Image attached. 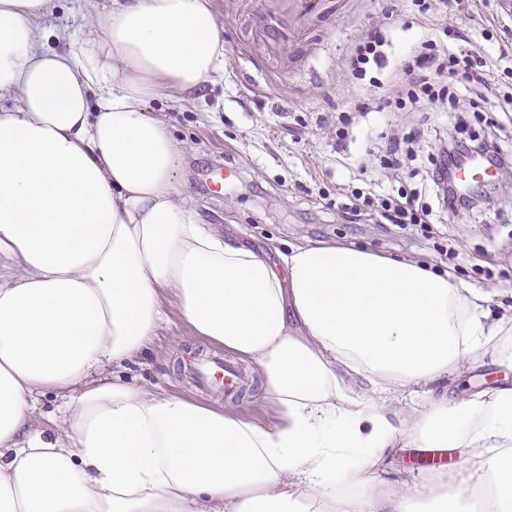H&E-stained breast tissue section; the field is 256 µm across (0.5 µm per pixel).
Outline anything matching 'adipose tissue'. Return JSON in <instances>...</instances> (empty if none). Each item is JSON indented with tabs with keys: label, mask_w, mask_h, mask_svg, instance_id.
I'll use <instances>...</instances> for the list:
<instances>
[{
	"label": "adipose tissue",
	"mask_w": 512,
	"mask_h": 512,
	"mask_svg": "<svg viewBox=\"0 0 512 512\" xmlns=\"http://www.w3.org/2000/svg\"><path fill=\"white\" fill-rule=\"evenodd\" d=\"M56 11L0 0V512H464L466 491L512 512V386L450 389L512 368L492 292L339 243L274 262L202 223L147 104L223 72L210 0H85L84 38L42 28ZM167 293L256 368L273 424L121 379ZM410 448L457 451L468 475L385 478ZM500 371L510 372V380L508 383L510 386H512L511 369L499 367L492 363H486L484 365L476 366L474 369H472L468 375H466L465 378L460 382V388L464 389V392H471L474 389H491L498 384H503L501 382H496L497 379L502 378V373H499Z\"/></svg>",
	"instance_id": "ef3b65f1"
}]
</instances>
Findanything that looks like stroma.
Listing matches in <instances>:
<instances>
[{"instance_id": "stroma-1", "label": "stroma", "mask_w": 512, "mask_h": 512, "mask_svg": "<svg viewBox=\"0 0 512 512\" xmlns=\"http://www.w3.org/2000/svg\"><path fill=\"white\" fill-rule=\"evenodd\" d=\"M213 5L224 29L223 74L199 93L165 90L149 104L180 149V178L203 223L223 225L272 258L311 240L418 259L497 290L493 313L512 308V170L500 171L489 203L455 216L438 213L422 228L377 223L371 210L351 224L336 208L356 188L386 196L418 188L416 173L436 155L440 138L453 130L465 137L484 133L483 117L448 112L438 103L399 111L381 99L378 85L390 80L400 56L424 38H442L447 25L469 29V49L493 56L502 48L512 51V0H482V12L498 20L490 40L460 10L443 17L436 11L419 14L413 0H322L319 22L277 58L255 42L248 0H213ZM403 19L410 21L409 29L399 28ZM376 26L386 29L391 41L384 49L388 66L353 79L346 59ZM343 126L349 136L342 142L336 131ZM414 132L420 135L416 158H403L396 170L361 171L366 151ZM219 164L233 167L238 177L217 196L204 179L207 169ZM189 333L180 317L171 315L150 350L123 369V378L260 424L274 423L276 410L263 397L255 370H248L251 387L238 398L200 392L185 378Z\"/></svg>"}]
</instances>
